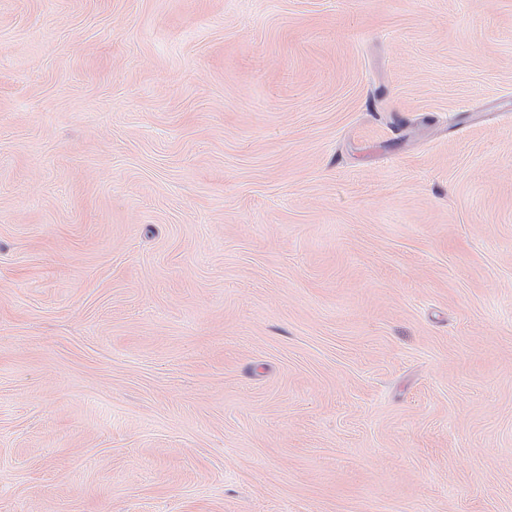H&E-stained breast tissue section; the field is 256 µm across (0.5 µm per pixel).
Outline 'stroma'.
I'll list each match as a JSON object with an SVG mask.
<instances>
[{
	"label": "stroma",
	"instance_id": "stroma-1",
	"mask_svg": "<svg viewBox=\"0 0 512 512\" xmlns=\"http://www.w3.org/2000/svg\"><path fill=\"white\" fill-rule=\"evenodd\" d=\"M0 512H512V0H0Z\"/></svg>",
	"mask_w": 512,
	"mask_h": 512
}]
</instances>
